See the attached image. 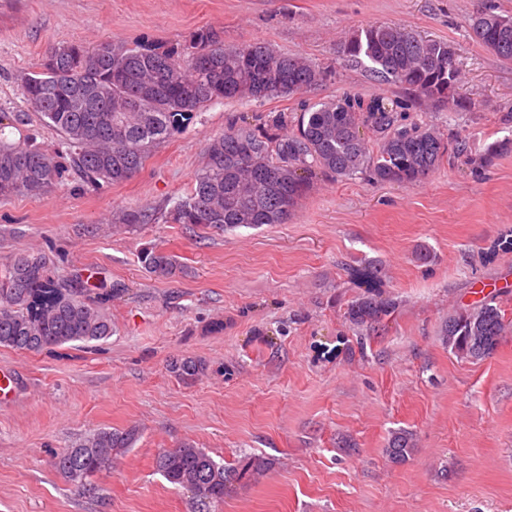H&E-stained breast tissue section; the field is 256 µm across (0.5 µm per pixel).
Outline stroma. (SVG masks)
Instances as JSON below:
<instances>
[{
  "mask_svg": "<svg viewBox=\"0 0 512 512\" xmlns=\"http://www.w3.org/2000/svg\"><path fill=\"white\" fill-rule=\"evenodd\" d=\"M478 0H0V128L9 141L62 139L30 109L20 78L51 47L106 41L167 49L204 31L261 41L331 69L314 90L220 101L195 112L129 180L71 178L40 196L0 198V263L45 254L53 278L96 273L112 295L110 338L40 352L0 348L14 396L0 401V512H194L192 496L156 469L183 442L237 468L212 512H512V333L489 357L465 360L440 341L442 321L485 301L512 321V63L482 47L468 19ZM386 22L448 42L459 69L457 112L417 102L411 120L469 136L471 158L443 161L412 184L317 174L288 223L204 232L170 222L205 163V147L240 115L355 92L399 89L341 47ZM24 123H17V115ZM153 214L132 231L116 215ZM175 275L145 270L148 248ZM428 252L420 261L419 252ZM390 299L394 311L356 325L347 306ZM203 360L192 385L173 359ZM141 437L84 491L57 472V453L100 428ZM415 446L391 463L392 431ZM266 461L263 471L250 467Z\"/></svg>",
  "mask_w": 512,
  "mask_h": 512,
  "instance_id": "35a3bbf8",
  "label": "stroma"
}]
</instances>
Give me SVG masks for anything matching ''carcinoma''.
Masks as SVG:
<instances>
[{"label": "carcinoma", "mask_w": 512, "mask_h": 512, "mask_svg": "<svg viewBox=\"0 0 512 512\" xmlns=\"http://www.w3.org/2000/svg\"><path fill=\"white\" fill-rule=\"evenodd\" d=\"M476 41L505 61H512V14L494 7L474 12L469 21ZM444 41L424 40L387 23L354 31L342 46L347 60L368 63V71L388 84L455 111L458 68ZM40 81L21 79L30 108L59 132L64 151L51 152L27 136L16 143L0 138V197L42 195L70 175L95 186L122 183L143 168L152 147L170 129L202 107L219 100L287 97L321 85L327 70L305 59L274 51L263 42L226 45L215 33L197 36L190 51L131 48L105 42L87 48L71 42L54 46ZM408 97L377 95L364 101L344 93L288 119L279 112L257 128L240 117L214 137L205 164L188 197L174 210V220L213 232L263 224H285L319 170L335 179L367 173L378 182L410 184L438 167L444 158H461L470 149L466 136L451 141L428 125L407 122ZM293 123L292 133L281 130ZM371 127L377 149L368 147L363 128ZM288 199V210L281 201ZM117 220L136 230L152 220L139 208L120 212ZM141 263L158 277L173 273V259L154 249ZM66 288L74 298L51 300ZM109 293L86 278L57 281L45 256L21 252L0 268V347L40 352L71 342L112 336V321L94 303ZM395 303L365 297L347 314L356 324L387 315ZM506 330L500 309L485 302L448 316L441 325L442 343L460 358L478 361L491 355ZM170 372L185 385L206 370L204 362L175 359ZM139 438V429L101 428L55 459L56 469L82 486L105 472L111 452L124 453ZM414 434L391 433L385 453L393 463L406 461ZM156 469L171 484L190 492L198 512L224 501V491L240 473L225 467L192 442L165 448Z\"/></svg>", "instance_id": "obj_1"}]
</instances>
